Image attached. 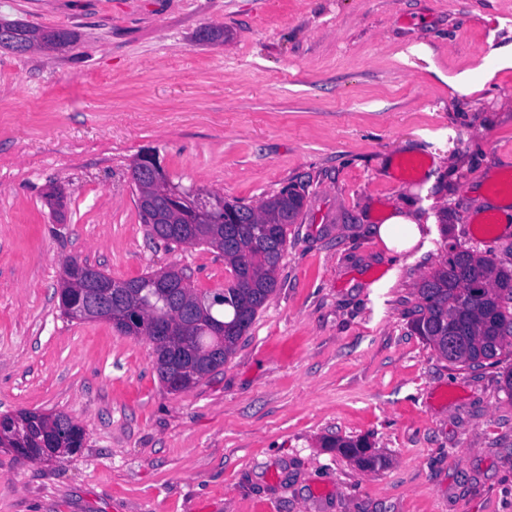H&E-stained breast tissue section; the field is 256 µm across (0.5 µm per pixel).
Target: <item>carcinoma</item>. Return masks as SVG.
Masks as SVG:
<instances>
[{
	"instance_id": "cac0c4a2",
	"label": "carcinoma",
	"mask_w": 512,
	"mask_h": 512,
	"mask_svg": "<svg viewBox=\"0 0 512 512\" xmlns=\"http://www.w3.org/2000/svg\"><path fill=\"white\" fill-rule=\"evenodd\" d=\"M305 194L285 189L259 205L242 200L224 201L222 224H149L147 234L167 248L206 246L224 256L231 280L223 288L222 300L210 304V297L199 295L194 288L182 289L188 304L201 297L205 300L193 326L186 328L187 338L180 341L158 339L150 332V317L126 329H114L127 336H144L153 344L155 366L163 384L172 381L178 370H185L198 384L216 372L234 353L258 310L270 299L277 287V271L288 243V226L295 223L304 207ZM418 302L411 311V327L432 344L449 362L465 366L485 361L498 363L505 345L512 344V270L496 266L494 261L451 245L448 257L416 288ZM137 296L112 294V310L133 311ZM64 423L70 429L66 440L73 456L82 451L76 439L83 428L63 413L54 415L52 424ZM33 431L23 433L14 442L22 449L19 458L32 461L27 449L38 447ZM328 448H338L363 469H373L382 457L368 454L363 440L329 438Z\"/></svg>"
}]
</instances>
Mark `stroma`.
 I'll use <instances>...</instances> for the list:
<instances>
[{"mask_svg": "<svg viewBox=\"0 0 512 512\" xmlns=\"http://www.w3.org/2000/svg\"><path fill=\"white\" fill-rule=\"evenodd\" d=\"M0 20L74 35L0 49V414L85 432L58 462L0 447V512H512V347L455 365L409 324L445 240L512 269V230L470 229L512 173V0H0ZM148 147L187 189L306 195L275 293L177 393L148 339L58 308L70 258L226 284L218 251L149 239L130 174ZM395 208L423 225L392 256L375 228ZM327 448H338L346 456L353 458L359 467L363 469H374L382 463V457L375 454H367L363 448H369L364 440H352L343 438H329L325 441Z\"/></svg>", "mask_w": 512, "mask_h": 512, "instance_id": "stroma-1", "label": "stroma"}]
</instances>
